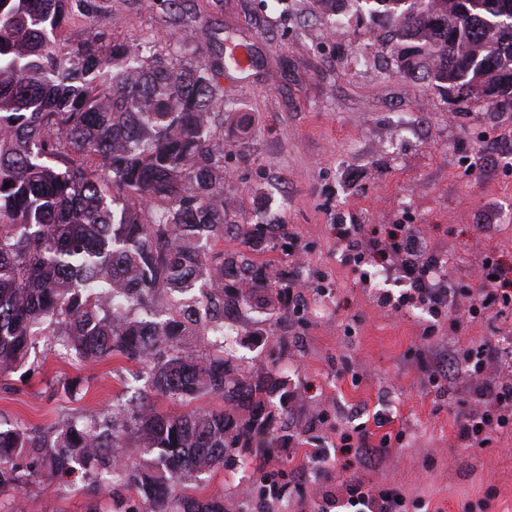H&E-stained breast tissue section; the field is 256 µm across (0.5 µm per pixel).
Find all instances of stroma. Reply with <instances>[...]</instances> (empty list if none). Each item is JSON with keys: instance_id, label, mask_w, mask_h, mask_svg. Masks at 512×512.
<instances>
[{"instance_id": "35a3bbf8", "label": "stroma", "mask_w": 512, "mask_h": 512, "mask_svg": "<svg viewBox=\"0 0 512 512\" xmlns=\"http://www.w3.org/2000/svg\"><path fill=\"white\" fill-rule=\"evenodd\" d=\"M93 3L90 13L72 6L66 43L97 23L105 42L153 40L162 50L203 25L217 40L246 41L256 58L247 73L228 68L219 80L249 130L219 118L211 133L224 143L229 223L282 225L286 248L254 258L269 272L299 274L296 304L272 292L227 314L239 328L230 341L239 363L272 366L276 338L288 343L287 439L270 457L236 449L234 465L192 482L193 495L223 498L227 512H337L327 495L360 482L401 492L406 512H512V431L483 448L457 438L458 420L484 409L481 381L512 383V305L468 315L484 287V254L512 265V165L499 160L512 151V109L400 69L377 28L351 12L329 27L312 0H183L178 12L164 0ZM340 224L354 225L363 251L400 225L419 237L425 255L446 261L450 312L435 318L384 303L406 287L400 258L369 261L371 281L359 282L336 239ZM259 328L270 338H253ZM482 345L497 358L480 377L436 385L448 349ZM148 377L117 355L86 362L41 349L29 372L0 383V421L47 428L138 395L171 415L223 405L211 395L189 406L158 396ZM361 427L375 442L403 437L380 470L334 456L339 437ZM299 470L302 480L272 493L267 474ZM134 495L123 486L93 491L76 474L63 492L37 479L0 495V512H123Z\"/></svg>"}]
</instances>
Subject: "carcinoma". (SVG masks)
Masks as SVG:
<instances>
[{"mask_svg":"<svg viewBox=\"0 0 512 512\" xmlns=\"http://www.w3.org/2000/svg\"><path fill=\"white\" fill-rule=\"evenodd\" d=\"M313 2L331 25L356 3L389 41L434 61L437 87L512 108V0ZM69 6L0 0V377L51 328L80 359L120 355L149 367L158 394L190 404L205 393L224 408L188 417L123 402L102 419L0 429V493L80 472L96 489H135L124 512H224L184 481L235 448L283 447L274 411L288 402L286 377L235 363L224 312L292 287L251 258L280 247L262 225H236L238 251L206 252L228 229L224 143L209 130L234 111L216 85L238 61L221 48L175 63L151 46L104 45L96 27L67 46ZM197 283L201 298L184 297ZM200 333L198 354L184 340ZM133 431L150 458L124 457Z\"/></svg>","mask_w":512,"mask_h":512,"instance_id":"obj_1","label":"carcinoma"}]
</instances>
